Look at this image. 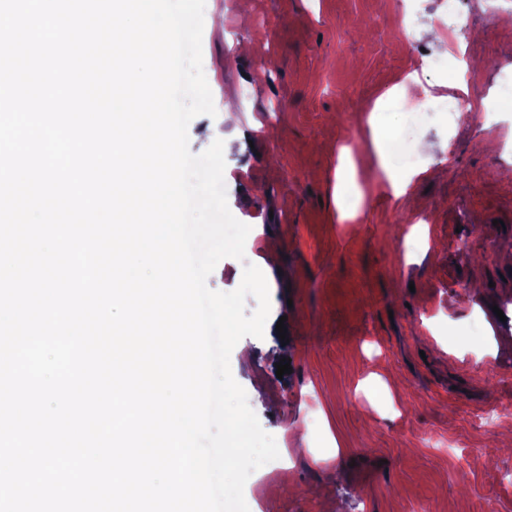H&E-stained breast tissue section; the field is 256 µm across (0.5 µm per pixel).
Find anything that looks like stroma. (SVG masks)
I'll return each mask as SVG.
<instances>
[{
  "label": "stroma",
  "mask_w": 512,
  "mask_h": 512,
  "mask_svg": "<svg viewBox=\"0 0 512 512\" xmlns=\"http://www.w3.org/2000/svg\"><path fill=\"white\" fill-rule=\"evenodd\" d=\"M462 9L465 49L446 52L440 0H206L217 115L191 121L189 145L222 133L228 206L251 228L244 260L207 284L235 290L250 262L270 298L263 338L230 358L280 453L247 480L250 512H512V107L495 94L512 0ZM462 56L470 121L435 113L403 147L400 106L448 95ZM408 152L417 177L397 200L383 169Z\"/></svg>",
  "instance_id": "35a3bbf8"
}]
</instances>
